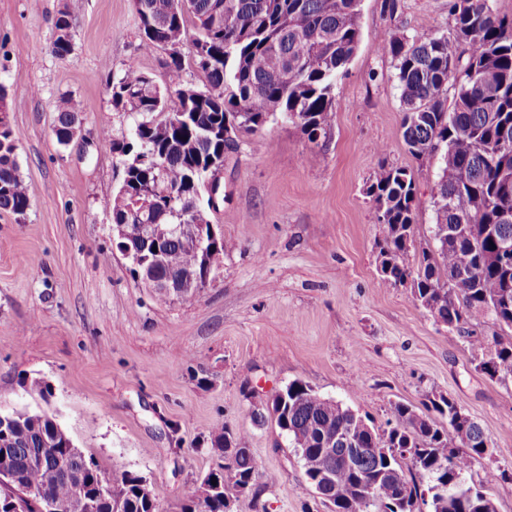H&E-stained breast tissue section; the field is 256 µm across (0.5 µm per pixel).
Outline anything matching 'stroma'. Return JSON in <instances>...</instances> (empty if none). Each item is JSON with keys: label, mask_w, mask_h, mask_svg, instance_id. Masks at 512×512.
I'll use <instances>...</instances> for the list:
<instances>
[{"label": "stroma", "mask_w": 512, "mask_h": 512, "mask_svg": "<svg viewBox=\"0 0 512 512\" xmlns=\"http://www.w3.org/2000/svg\"><path fill=\"white\" fill-rule=\"evenodd\" d=\"M64 8L73 49L61 60L53 22ZM138 25L133 0H0V85L30 198L25 215L0 211V411L54 414L85 456L145 476L160 512H179L215 467L211 435L226 426L246 435L260 473L233 512H326L285 434L252 412L295 380L379 425L391 402L443 394L490 438L474 477L504 472L491 494L512 512V380L476 371L475 351L409 286L381 285L385 227L366 194L379 165L413 169L415 240L429 238L439 160L406 149L397 70L378 37L449 34L448 0H362L326 142L278 120L225 155L210 219L229 248L207 288L166 303L112 247L120 169L97 144L131 122L106 90L113 75L133 63L166 81L167 54L140 52ZM66 97L81 105L87 151L53 134Z\"/></svg>", "instance_id": "35a3bbf8"}]
</instances>
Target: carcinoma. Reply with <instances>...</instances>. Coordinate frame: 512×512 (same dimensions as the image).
<instances>
[{"label":"carcinoma","instance_id":"carcinoma-1","mask_svg":"<svg viewBox=\"0 0 512 512\" xmlns=\"http://www.w3.org/2000/svg\"><path fill=\"white\" fill-rule=\"evenodd\" d=\"M141 0L138 49L152 52L171 43L168 79L160 86L136 65L112 76V105L132 118L127 132L108 131L100 143L130 164L122 184L158 183L178 193L147 218L128 220V240L140 225L177 221L174 212L203 190L200 170L221 151L283 119L319 146L334 123L338 78L360 41L362 0ZM451 35L399 38L381 36L380 51L396 61L403 104L402 137L418 161L438 157L434 188L435 223L418 248L416 266L406 263L414 246L418 215L414 174L406 167L380 165L367 187L384 209L386 233L379 243L380 279L386 286L410 284L413 299L436 322L481 352L476 370L490 379H512V336H476L470 324L490 315L512 330V256L499 258L496 246L512 242V16L499 15L492 0H448ZM193 27H188V23ZM52 51L71 54L72 15L54 22ZM206 48L195 57L194 49ZM197 58L206 82L184 81L185 58ZM453 100H448V86ZM79 104L59 109L54 134L67 147L71 126H80ZM229 125L231 136L216 140L211 131ZM162 168L133 172L142 146ZM18 153L0 143V210L21 216L30 205L19 173ZM158 275L184 272L198 264L196 252L180 241L161 244ZM432 417L404 402L390 404L385 427L377 428L343 403L295 380L277 391L267 411L301 449L304 474L317 481V493L333 512H496L484 485L489 472L473 479L488 437L457 403L440 395ZM7 436L0 435V500L22 489L45 490L62 512H157L153 490L143 477L97 464L72 452L70 435L45 411L10 412ZM244 435L222 427L212 441L219 463L208 474L222 492L209 499L192 490L181 512H224V498L259 475ZM69 456V471L58 467Z\"/></svg>","mask_w":512,"mask_h":512}]
</instances>
